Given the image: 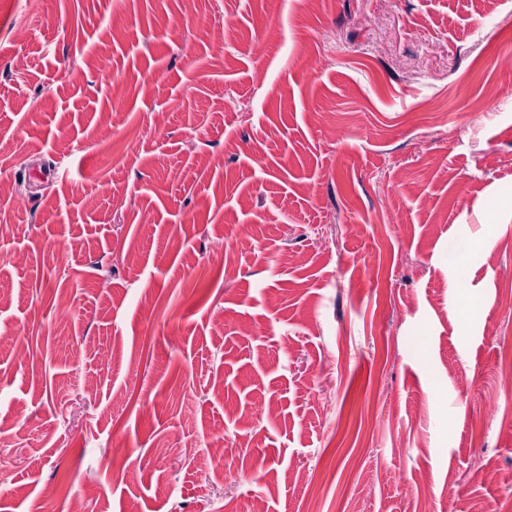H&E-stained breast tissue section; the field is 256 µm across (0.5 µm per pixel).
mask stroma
Here are the masks:
<instances>
[{"mask_svg": "<svg viewBox=\"0 0 512 512\" xmlns=\"http://www.w3.org/2000/svg\"><path fill=\"white\" fill-rule=\"evenodd\" d=\"M508 53L512 0H0V512L506 501Z\"/></svg>", "mask_w": 512, "mask_h": 512, "instance_id": "stroma-1", "label": "stroma"}]
</instances>
